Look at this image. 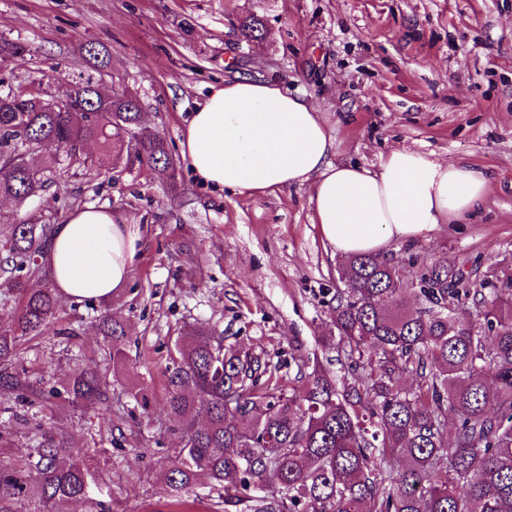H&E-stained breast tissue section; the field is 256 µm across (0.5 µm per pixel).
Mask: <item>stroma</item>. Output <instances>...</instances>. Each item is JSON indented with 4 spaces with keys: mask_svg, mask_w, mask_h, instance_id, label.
I'll return each instance as SVG.
<instances>
[{
    "mask_svg": "<svg viewBox=\"0 0 512 512\" xmlns=\"http://www.w3.org/2000/svg\"><path fill=\"white\" fill-rule=\"evenodd\" d=\"M252 16L263 32L249 41L240 24ZM1 39L26 47L0 61L1 85L58 96L91 78L137 94L176 165L170 176L116 156L105 173L86 164L89 143L37 196L0 199V239L20 221L58 224L89 205L140 229L112 301L60 300L45 332L21 341L15 364L44 401L0 396V459L22 465L46 420L86 451L97 485L67 512H210L206 490L177 496L163 478L178 444L164 370L189 327H213L285 375L304 363L342 369L333 308L344 257L313 224L308 186L205 187L182 156L183 128L212 87L248 77L304 94L336 140V164L374 169L409 148L486 168L473 223L437 225L384 255L407 277L414 255L474 280L512 271V0H0ZM103 312L126 330L124 363L98 330ZM83 370L110 389L111 409L49 396Z\"/></svg>",
    "mask_w": 512,
    "mask_h": 512,
    "instance_id": "1",
    "label": "stroma"
}]
</instances>
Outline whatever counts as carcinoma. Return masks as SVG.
I'll return each mask as SVG.
<instances>
[{
  "instance_id": "obj_1",
  "label": "carcinoma",
  "mask_w": 512,
  "mask_h": 512,
  "mask_svg": "<svg viewBox=\"0 0 512 512\" xmlns=\"http://www.w3.org/2000/svg\"><path fill=\"white\" fill-rule=\"evenodd\" d=\"M74 93L80 113L0 89L1 197L24 202L42 190L44 172L28 155L45 144L56 148L50 171L91 141L103 165L130 130L136 162L168 165L166 142L145 125L136 96L91 82L63 96ZM50 234L48 224L21 222L0 246V289L19 306L14 328L0 332V394L23 402L18 341L41 334L58 307L55 289L25 282ZM412 265L410 287L384 256L346 258L333 308L346 376L316 366L286 380L280 366L204 331L176 342L166 367L179 438L164 472L169 487L205 485L224 512H512V275L477 283L438 262ZM404 374L416 384L402 386ZM64 392L111 407L88 372ZM38 430L28 473L0 463V512L29 488L64 512L95 482L83 449L50 424Z\"/></svg>"
}]
</instances>
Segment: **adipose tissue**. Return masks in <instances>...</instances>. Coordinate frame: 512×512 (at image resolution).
<instances>
[{"label":"adipose tissue","instance_id":"adipose-tissue-1","mask_svg":"<svg viewBox=\"0 0 512 512\" xmlns=\"http://www.w3.org/2000/svg\"><path fill=\"white\" fill-rule=\"evenodd\" d=\"M197 182L259 194L309 185L313 221L344 256L378 254L423 229L462 224L484 203L490 173L477 165L395 149L378 170L331 161L336 140L306 97L237 79L213 88L182 132ZM138 229L85 206L54 225L44 262L59 295L108 301L130 276Z\"/></svg>","mask_w":512,"mask_h":512}]
</instances>
